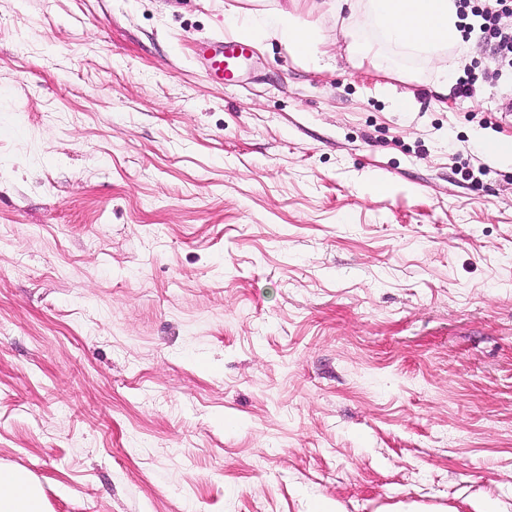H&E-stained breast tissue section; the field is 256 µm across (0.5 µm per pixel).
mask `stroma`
I'll return each mask as SVG.
<instances>
[{"label": "stroma", "mask_w": 512, "mask_h": 512, "mask_svg": "<svg viewBox=\"0 0 512 512\" xmlns=\"http://www.w3.org/2000/svg\"><path fill=\"white\" fill-rule=\"evenodd\" d=\"M228 5L0 0V464L48 512H512V74L351 65L324 10L330 67L228 85ZM200 52L215 73H220L228 82H234L240 75L243 63L248 59L249 45L244 40L227 37L215 48L200 47ZM478 145L491 162L504 163L512 160V138H482Z\"/></svg>", "instance_id": "1"}]
</instances>
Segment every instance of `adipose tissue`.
I'll list each match as a JSON object with an SVG mask.
<instances>
[{"label":"adipose tissue","instance_id":"obj_1","mask_svg":"<svg viewBox=\"0 0 512 512\" xmlns=\"http://www.w3.org/2000/svg\"><path fill=\"white\" fill-rule=\"evenodd\" d=\"M334 6L351 37L347 56L353 65L386 69L383 42L429 54L452 50L442 66L446 73L466 57L468 43L458 28L454 0H335ZM234 24L240 36L275 38L289 54L316 66L328 55L316 30L286 9L246 12ZM0 512H47L39 483L23 470L1 467Z\"/></svg>","mask_w":512,"mask_h":512}]
</instances>
